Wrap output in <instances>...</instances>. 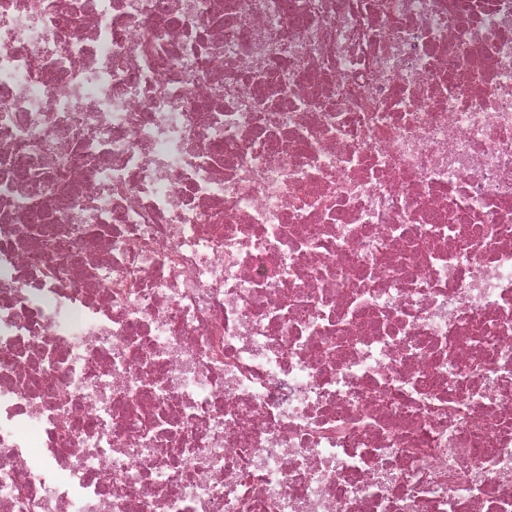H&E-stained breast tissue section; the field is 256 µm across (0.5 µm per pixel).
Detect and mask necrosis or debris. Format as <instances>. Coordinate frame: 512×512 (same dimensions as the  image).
<instances>
[{
	"mask_svg": "<svg viewBox=\"0 0 512 512\" xmlns=\"http://www.w3.org/2000/svg\"><path fill=\"white\" fill-rule=\"evenodd\" d=\"M0 512H512V0H0Z\"/></svg>",
	"mask_w": 512,
	"mask_h": 512,
	"instance_id": "1",
	"label": "necrosis or debris"
}]
</instances>
